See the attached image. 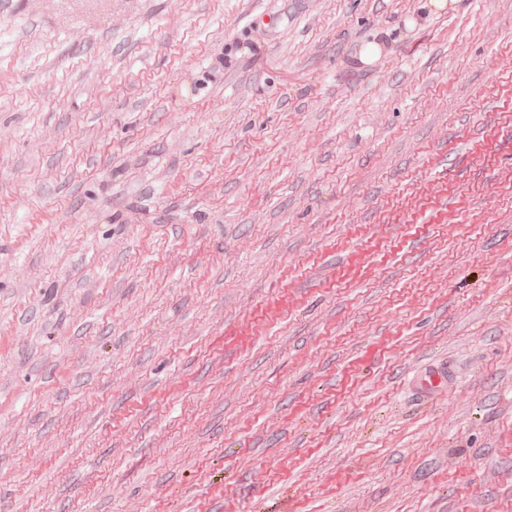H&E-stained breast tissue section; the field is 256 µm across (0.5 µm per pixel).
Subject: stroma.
<instances>
[{"label": "stroma", "instance_id": "1", "mask_svg": "<svg viewBox=\"0 0 512 512\" xmlns=\"http://www.w3.org/2000/svg\"><path fill=\"white\" fill-rule=\"evenodd\" d=\"M446 2L0 0V512H512V0ZM411 383L421 395L431 396L447 386L448 368L429 364L415 373Z\"/></svg>", "mask_w": 512, "mask_h": 512}]
</instances>
